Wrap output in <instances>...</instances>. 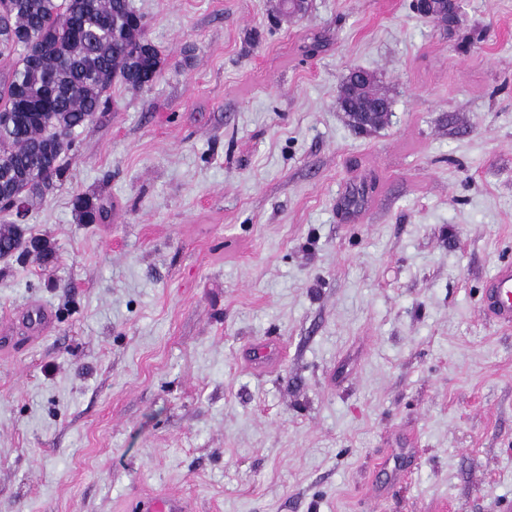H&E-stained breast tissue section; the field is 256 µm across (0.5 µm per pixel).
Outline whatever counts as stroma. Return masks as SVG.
Instances as JSON below:
<instances>
[{
  "mask_svg": "<svg viewBox=\"0 0 512 512\" xmlns=\"http://www.w3.org/2000/svg\"><path fill=\"white\" fill-rule=\"evenodd\" d=\"M275 3L133 0L162 71L76 131L26 219L51 261L0 260V512H512V0ZM354 68L383 127L337 107ZM444 3L448 4L447 22L444 23L447 24L454 20L459 10V0H413V8L421 16H434L441 20L445 14ZM74 209L79 213L83 224H96L106 221L111 207L95 195L77 194L73 199ZM486 307L500 322L512 323V268L500 269L486 292ZM193 505L182 498L155 495L149 497L142 507V512H193Z\"/></svg>",
  "mask_w": 512,
  "mask_h": 512,
  "instance_id": "obj_1",
  "label": "stroma"
}]
</instances>
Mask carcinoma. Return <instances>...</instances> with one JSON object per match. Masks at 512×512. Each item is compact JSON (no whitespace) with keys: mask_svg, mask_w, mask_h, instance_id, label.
<instances>
[{"mask_svg":"<svg viewBox=\"0 0 512 512\" xmlns=\"http://www.w3.org/2000/svg\"><path fill=\"white\" fill-rule=\"evenodd\" d=\"M0 61L1 213L17 202L32 210L63 180L76 129L101 110L115 77L141 89L164 64L127 0H0ZM381 95L370 73L357 96L338 104L367 130L387 120L370 107ZM73 206L84 224L104 222L111 211L86 193ZM35 240L12 222L0 231V255L21 258Z\"/></svg>","mask_w":512,"mask_h":512,"instance_id":"1","label":"carcinoma"}]
</instances>
